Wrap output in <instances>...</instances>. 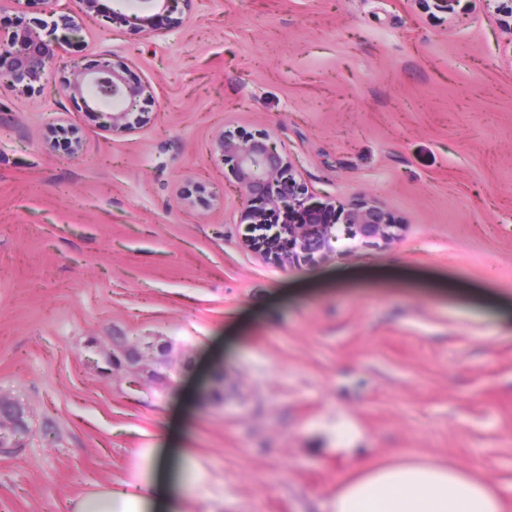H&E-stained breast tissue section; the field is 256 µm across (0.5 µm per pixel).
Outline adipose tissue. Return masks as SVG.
Listing matches in <instances>:
<instances>
[{
  "label": "adipose tissue",
  "mask_w": 512,
  "mask_h": 512,
  "mask_svg": "<svg viewBox=\"0 0 512 512\" xmlns=\"http://www.w3.org/2000/svg\"><path fill=\"white\" fill-rule=\"evenodd\" d=\"M177 484L167 458L150 448L133 482L96 486L72 501L71 512H184ZM331 512H502V506L491 484L474 473L408 460L344 482Z\"/></svg>",
  "instance_id": "obj_1"
}]
</instances>
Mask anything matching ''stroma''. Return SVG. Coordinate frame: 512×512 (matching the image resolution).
I'll return each instance as SVG.
<instances>
[{
  "label": "stroma",
  "instance_id": "obj_1",
  "mask_svg": "<svg viewBox=\"0 0 512 512\" xmlns=\"http://www.w3.org/2000/svg\"><path fill=\"white\" fill-rule=\"evenodd\" d=\"M66 57H121L146 123L83 117L49 68L0 88V397L34 430L0 512H67L168 426L187 512H331L408 457L481 474L512 512V28L488 0H149ZM74 126L80 151L57 136ZM276 136L314 200L376 201L391 237L280 265L246 248L213 151ZM164 349L139 386L112 368ZM432 14H441L446 18H455L464 14L472 0H418ZM464 2V3H462Z\"/></svg>",
  "mask_w": 512,
  "mask_h": 512
}]
</instances>
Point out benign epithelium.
Segmentation results:
<instances>
[{"instance_id": "1", "label": "benign epithelium", "mask_w": 512, "mask_h": 512, "mask_svg": "<svg viewBox=\"0 0 512 512\" xmlns=\"http://www.w3.org/2000/svg\"><path fill=\"white\" fill-rule=\"evenodd\" d=\"M432 14L455 18L465 13L472 0H420ZM44 13L53 18L23 19L7 32L0 31V87L27 91L42 80L47 61L48 38L67 39L82 30L84 21L95 16H112L120 23L146 27L150 17L136 13L122 14L112 10L107 0H77L78 9L69 10L59 0H43ZM62 34H57V31ZM68 76L62 93L82 100L87 115L102 120V125L115 134L133 128L130 115L144 87L128 81L120 61H103L91 70L78 64L65 66ZM215 149L243 196L249 224L255 234L246 238V246L282 265L298 260L315 262L335 251L334 243L345 235L354 238H384L390 221L386 211L374 201H363L353 207L337 208L338 222L327 223L320 205L309 202L307 191L297 180L294 163L266 134L240 136L232 131L221 133ZM282 218L283 238L266 240L259 229L269 227V215ZM112 356V363L138 367L145 353L134 346ZM29 428L23 412L14 410L11 417L0 421V454H11L26 446Z\"/></svg>"}]
</instances>
